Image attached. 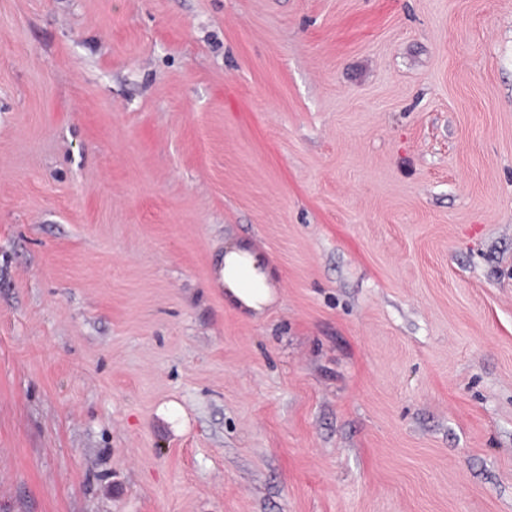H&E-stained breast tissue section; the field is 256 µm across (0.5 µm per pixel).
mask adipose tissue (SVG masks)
Instances as JSON below:
<instances>
[{
	"mask_svg": "<svg viewBox=\"0 0 512 512\" xmlns=\"http://www.w3.org/2000/svg\"><path fill=\"white\" fill-rule=\"evenodd\" d=\"M277 278L271 258L253 242H225L220 279L227 307L252 318L262 317L278 299Z\"/></svg>",
	"mask_w": 512,
	"mask_h": 512,
	"instance_id": "1",
	"label": "adipose tissue"
}]
</instances>
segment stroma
<instances>
[{
	"instance_id": "stroma-1",
	"label": "stroma",
	"mask_w": 512,
	"mask_h": 512,
	"mask_svg": "<svg viewBox=\"0 0 512 512\" xmlns=\"http://www.w3.org/2000/svg\"><path fill=\"white\" fill-rule=\"evenodd\" d=\"M0 512H512V0H0ZM278 273L271 258L249 240L224 243L220 280L224 305L252 318L262 317L278 299Z\"/></svg>"
}]
</instances>
